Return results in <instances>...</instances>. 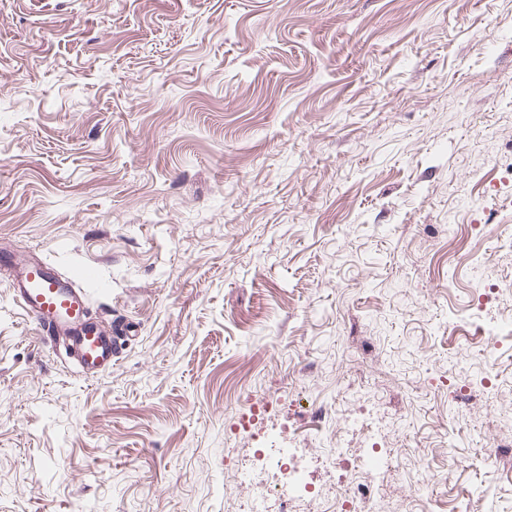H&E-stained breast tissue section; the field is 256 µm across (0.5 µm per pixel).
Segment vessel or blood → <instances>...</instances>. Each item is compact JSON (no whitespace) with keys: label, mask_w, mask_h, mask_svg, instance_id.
Here are the masks:
<instances>
[{"label":"vessel or blood","mask_w":512,"mask_h":512,"mask_svg":"<svg viewBox=\"0 0 512 512\" xmlns=\"http://www.w3.org/2000/svg\"><path fill=\"white\" fill-rule=\"evenodd\" d=\"M0 270L11 278L13 297L38 325L44 341L62 345L82 372L90 374L110 366L119 352L125 324H115L112 333L92 329L83 288L49 263L20 261L0 254Z\"/></svg>","instance_id":"1"}]
</instances>
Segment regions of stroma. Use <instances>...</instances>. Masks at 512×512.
<instances>
[{
    "label": "stroma",
    "instance_id": "obj_1",
    "mask_svg": "<svg viewBox=\"0 0 512 512\" xmlns=\"http://www.w3.org/2000/svg\"><path fill=\"white\" fill-rule=\"evenodd\" d=\"M507 112L512 0H0V247L134 327L83 374L0 274V512H224L321 407L412 512H512Z\"/></svg>",
    "mask_w": 512,
    "mask_h": 512
}]
</instances>
